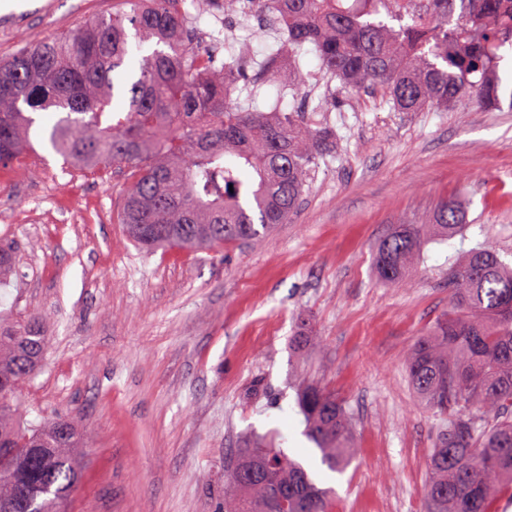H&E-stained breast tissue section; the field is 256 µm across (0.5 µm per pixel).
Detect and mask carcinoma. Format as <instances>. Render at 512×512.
<instances>
[{"instance_id":"cac0c4a2","label":"carcinoma","mask_w":512,"mask_h":512,"mask_svg":"<svg viewBox=\"0 0 512 512\" xmlns=\"http://www.w3.org/2000/svg\"><path fill=\"white\" fill-rule=\"evenodd\" d=\"M215 1L243 13L254 0H118L77 30L25 44L0 62V165L35 153L63 164L128 171L120 221L151 249L204 250L259 237L299 208L311 167L336 136L305 112H245L230 102L243 78L242 49L228 61L190 46L191 13ZM288 40L281 53L313 47L338 93L381 92L398 112L463 103L512 108V0H265ZM134 37L135 45L129 44ZM56 121L43 125L41 113ZM465 207L444 201L432 224H407L376 249L379 279L402 287L430 242L464 227ZM448 317L409 350L418 399L448 415L422 494L429 512H491L512 487V265L481 245L448 266ZM46 336L36 318H0V501L10 512H61L79 474L77 423L24 422L10 399L39 366ZM306 435L340 471L356 448L342 405L308 387ZM237 466L261 470V486H224L233 512H328L329 494L280 448H244Z\"/></svg>"}]
</instances>
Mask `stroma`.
I'll return each mask as SVG.
<instances>
[{
	"label": "stroma",
	"mask_w": 512,
	"mask_h": 512,
	"mask_svg": "<svg viewBox=\"0 0 512 512\" xmlns=\"http://www.w3.org/2000/svg\"><path fill=\"white\" fill-rule=\"evenodd\" d=\"M113 0H30L0 13V60L68 33ZM279 34L241 23L221 58L248 44L262 71ZM316 121L337 148L314 165L288 223L198 253L135 245L117 212L129 181L56 155L0 167V247L17 253L0 312L40 314L47 350L16 396L28 423L78 421L83 470L66 512H224L240 449L262 437L299 462L298 393L345 410L359 448L344 471L317 466L329 512H427L421 495L444 419L405 370L416 339L448 311V267L475 244L512 262V111L397 112L380 92L336 98L311 48L295 62ZM243 108L289 112L270 77L240 82ZM468 203L462 234L428 245L411 282L379 280L373 257L399 224Z\"/></svg>",
	"instance_id": "stroma-1"
}]
</instances>
